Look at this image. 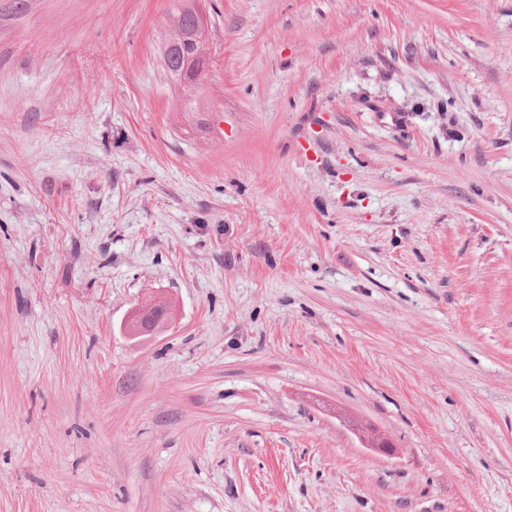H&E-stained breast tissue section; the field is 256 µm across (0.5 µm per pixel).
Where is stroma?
Returning a JSON list of instances; mask_svg holds the SVG:
<instances>
[{
  "label": "stroma",
  "instance_id": "1",
  "mask_svg": "<svg viewBox=\"0 0 512 512\" xmlns=\"http://www.w3.org/2000/svg\"><path fill=\"white\" fill-rule=\"evenodd\" d=\"M203 7L0 0V512H512V0ZM196 0L176 1V10L179 16L169 20L168 35L161 48V62L166 69H170L168 50L171 44L187 42L192 45L194 54L175 71L181 84H197L210 71L212 52L210 51L209 22L205 13L200 9ZM198 4V5H197ZM188 16L191 20L190 28L180 26L178 20Z\"/></svg>",
  "mask_w": 512,
  "mask_h": 512
}]
</instances>
